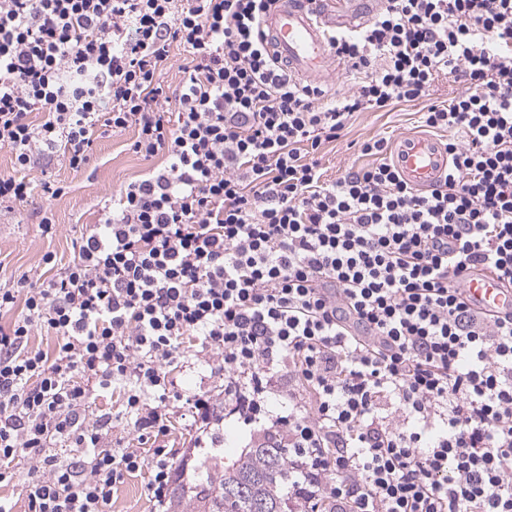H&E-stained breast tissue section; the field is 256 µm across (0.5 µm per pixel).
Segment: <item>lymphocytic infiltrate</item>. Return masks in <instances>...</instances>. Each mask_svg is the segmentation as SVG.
Here are the masks:
<instances>
[{
    "mask_svg": "<svg viewBox=\"0 0 512 512\" xmlns=\"http://www.w3.org/2000/svg\"><path fill=\"white\" fill-rule=\"evenodd\" d=\"M272 3L0 0V204L31 197L35 157L78 171L129 129L134 153L168 160L103 207L60 272L0 289V485L29 455L27 512H108L145 468L167 512L169 369L191 344L224 374L188 399L195 424L233 416L287 448L291 512H512V313L462 288L477 266L512 282V0H384L331 38L352 80L336 100L269 51ZM177 50L190 62L172 97L160 73ZM442 75L462 88L437 104ZM402 103L447 136L436 185L409 186L384 136L324 179L322 145ZM39 329L52 353L30 348ZM111 384L150 457L81 422ZM56 442L83 454L60 460Z\"/></svg>",
    "mask_w": 512,
    "mask_h": 512,
    "instance_id": "f902f5d3",
    "label": "lymphocytic infiltrate"
}]
</instances>
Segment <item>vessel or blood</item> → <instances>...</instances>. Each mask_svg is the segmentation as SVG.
Returning <instances> with one entry per match:
<instances>
[{
	"instance_id": "obj_1",
	"label": "vessel or blood",
	"mask_w": 512,
	"mask_h": 512,
	"mask_svg": "<svg viewBox=\"0 0 512 512\" xmlns=\"http://www.w3.org/2000/svg\"><path fill=\"white\" fill-rule=\"evenodd\" d=\"M382 0H275L263 28L282 67L299 82L321 83L339 68L331 46L337 31L359 29ZM392 161L412 186L424 188L448 170V153L441 141L427 134L408 133L392 145ZM463 286L482 308L512 311V288L482 269L468 270Z\"/></svg>"
}]
</instances>
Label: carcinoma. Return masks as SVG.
Listing matches in <instances>:
<instances>
[{
	"label": "carcinoma",
	"mask_w": 512,
	"mask_h": 512,
	"mask_svg": "<svg viewBox=\"0 0 512 512\" xmlns=\"http://www.w3.org/2000/svg\"><path fill=\"white\" fill-rule=\"evenodd\" d=\"M286 480V449L260 441L229 463L215 458L195 482L180 483L168 512H289Z\"/></svg>",
	"instance_id": "carcinoma-1"
}]
</instances>
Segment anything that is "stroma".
I'll use <instances>...</instances> for the list:
<instances>
[{
    "mask_svg": "<svg viewBox=\"0 0 512 512\" xmlns=\"http://www.w3.org/2000/svg\"><path fill=\"white\" fill-rule=\"evenodd\" d=\"M416 105L404 104L390 112H363L335 142L325 144L321 163L327 179L333 180L350 168L365 165L358 145L376 135L394 139L416 130ZM132 132L101 139L90 168L73 171L59 161H37L25 170L32 184L53 181L64 186L62 196L48 200L34 194L28 203L11 208L0 207V285L20 287L22 275L40 266L45 253L56 257L57 267L73 259L72 245L86 225L96 223L105 203L111 202L128 183L139 179L153 168V161L133 153ZM51 208L55 227L43 234L39 223L43 208ZM171 377L176 390L204 393L215 390L222 379L208 357L188 355L175 365ZM86 421L106 419L107 430L121 438L125 447L140 448L141 441L131 422L122 415L121 396L111 390H96L86 405ZM169 434L165 438L175 464L193 470L202 454L196 445L197 431L193 419L181 401L170 400L167 412ZM147 478L138 475L126 479L112 492L111 512H154L155 505L146 489Z\"/></svg>",
    "mask_w": 512,
    "mask_h": 512,
    "instance_id": "1",
    "label": "stroma"
}]
</instances>
